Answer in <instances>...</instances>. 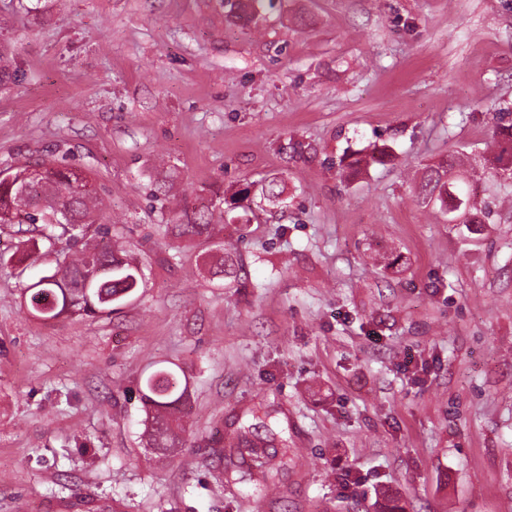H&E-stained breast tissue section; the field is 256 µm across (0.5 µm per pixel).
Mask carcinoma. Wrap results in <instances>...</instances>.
Masks as SVG:
<instances>
[{
    "label": "carcinoma",
    "mask_w": 512,
    "mask_h": 512,
    "mask_svg": "<svg viewBox=\"0 0 512 512\" xmlns=\"http://www.w3.org/2000/svg\"><path fill=\"white\" fill-rule=\"evenodd\" d=\"M222 3L227 16L252 18L264 10L265 4H273V0H222ZM495 160L500 171L512 169V135L496 141ZM36 164L50 167V173L37 183H29L27 163L14 168L12 182L0 180V224H35L39 232L37 239L18 241L17 262L29 266L39 251V241L50 242L66 234L74 239L76 250L72 258L26 287L33 291L31 301L43 303L41 308L32 306V315L57 319L112 312L114 305L129 299L140 287V267L127 250L112 242L110 228L98 226L104 199L95 190H80L81 183L87 179L82 170L52 159H41ZM468 175L464 158L442 159L424 168L415 193L422 204L444 215L448 212V189H453L464 198L462 225L468 233L479 234L492 223L494 211L473 194ZM42 200H52L55 206L42 208L39 206ZM217 209V204L207 205L187 223L173 225L176 236H209ZM143 399L149 412L143 432L145 447L162 455L180 452L186 432L188 390L181 386L176 372L160 368L151 373L145 381ZM251 429L249 425L241 430L239 452L265 456L257 470L250 473V481L265 486L273 481L275 467L271 461L288 456V448H275L270 455L265 453L249 438Z\"/></svg>",
    "instance_id": "cac0c4a2"
}]
</instances>
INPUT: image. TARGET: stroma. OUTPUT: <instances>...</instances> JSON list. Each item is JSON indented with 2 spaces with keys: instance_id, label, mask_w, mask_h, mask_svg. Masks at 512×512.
I'll return each mask as SVG.
<instances>
[{
  "instance_id": "1",
  "label": "stroma",
  "mask_w": 512,
  "mask_h": 512,
  "mask_svg": "<svg viewBox=\"0 0 512 512\" xmlns=\"http://www.w3.org/2000/svg\"><path fill=\"white\" fill-rule=\"evenodd\" d=\"M512 0H0V169L81 168L143 285L39 320L0 224V512H512ZM465 151L495 212L462 241L413 193ZM360 167H353V160ZM278 179L283 200L260 184ZM223 198L208 240L167 226ZM234 245L229 273L214 274ZM402 256L387 268L383 257ZM189 385L186 445L142 440L147 376ZM292 449L276 491L234 452ZM265 2H268L270 7L273 6V0H222L224 12L232 18L256 17L264 10Z\"/></svg>"
}]
</instances>
